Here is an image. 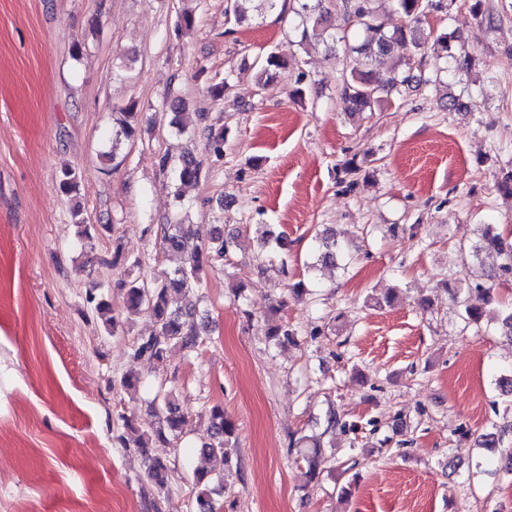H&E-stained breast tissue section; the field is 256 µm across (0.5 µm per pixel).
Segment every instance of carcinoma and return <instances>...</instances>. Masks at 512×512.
Returning <instances> with one entry per match:
<instances>
[{"mask_svg": "<svg viewBox=\"0 0 512 512\" xmlns=\"http://www.w3.org/2000/svg\"><path fill=\"white\" fill-rule=\"evenodd\" d=\"M252 0H226L225 15L238 24L248 20V4ZM377 0H342L345 14V29L336 34L330 0H293L292 11L296 22L294 32L299 37L298 45L306 46L313 41L324 44H343V67L339 83V93L349 112H372L392 93L400 91L411 77L410 60L400 58L392 65L386 78L375 80L370 68L369 58L374 55L387 56L398 45L411 43L419 45L416 38L417 25L422 23L430 12L446 13L455 0H393L394 13L401 20L397 26H389L380 14ZM433 53L442 61L440 72L448 73V61L457 65L467 64L468 55L461 53L451 44L447 34L439 35L433 44ZM284 64L274 53L265 54L259 64V81L266 82L276 75ZM138 113L136 104L132 103L116 119L117 128L113 131L112 150L99 154L102 164L116 160L117 146L121 139L130 140L135 136ZM203 135L208 142V149L215 156L224 154V129L209 125ZM161 172L168 174L174 184V197L177 203L175 213L165 224L156 229V242L165 256H176L178 264L162 281L148 280L141 275L121 279L117 287L123 291L124 307L129 311L149 313L155 324L149 336H139L134 342V358L144 359L154 364H161L168 352L180 347L189 352L198 349L207 337L192 319L193 313L179 305V300L202 287L203 279L210 271L230 264L232 240L224 237V232L217 229L208 241L198 243L191 234L189 225L184 223L182 212L189 207L185 198V188L195 186L202 177L204 160L192 155L174 157L165 152L156 158ZM59 188L63 196L74 199L80 193L82 175L69 164L64 165L58 174ZM74 223L78 224V245L82 249L92 247L94 235L102 229L112 231V225L103 224L97 228L85 223L82 210L76 206L72 209ZM260 251L256 260L260 264L273 263L280 256V251L288 246L285 238L276 233L269 225L256 227ZM315 251L321 261H336L345 254V244L328 230L315 236ZM469 257L479 258L484 252H494L502 260L498 266V276L512 277V236H505L496 228L485 225L480 228L478 237L467 249ZM451 299L459 309V318L463 330L480 327L481 312L467 304L461 297L462 292H478L489 298L493 297V285L488 282L456 281L445 283ZM87 303L93 307L95 316L101 320L106 330L116 332L117 317L113 314L112 301L107 293H89ZM283 302L272 306L266 318V342L279 346L288 341L298 344L297 333L290 326L275 318ZM151 421L149 430L136 426L131 417L121 416L123 432L115 440L123 448H134L143 457L146 475L157 493L165 491L171 475L170 461L167 457L155 453L157 448L169 447L173 440L184 433L187 415L175 402L170 390L158 388L151 401ZM235 427L232 421L224 417V407L215 404L207 411V441L201 444V453L206 459L218 466L213 474L205 468H196L191 473L195 502L193 512H220L216 497L224 493V471L231 464L232 437ZM298 444L311 445L312 451L303 455L305 470L301 472L303 487L307 488L320 481L317 458L322 444L314 437H301ZM476 469L483 474H493L500 470L512 474V455L496 463L491 459L479 461Z\"/></svg>", "mask_w": 512, "mask_h": 512, "instance_id": "obj_1", "label": "carcinoma"}]
</instances>
